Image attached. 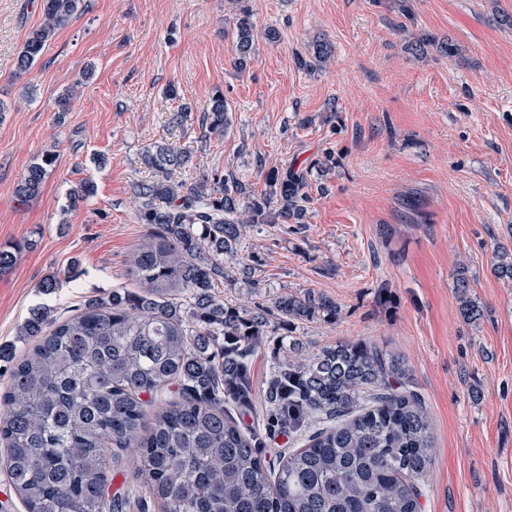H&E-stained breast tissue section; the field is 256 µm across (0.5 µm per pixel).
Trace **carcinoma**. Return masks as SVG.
<instances>
[{
	"label": "carcinoma",
	"instance_id": "obj_1",
	"mask_svg": "<svg viewBox=\"0 0 512 512\" xmlns=\"http://www.w3.org/2000/svg\"><path fill=\"white\" fill-rule=\"evenodd\" d=\"M83 0H43V23L18 57L30 70ZM233 18L239 65L255 47L246 0ZM224 96L202 110L201 126L222 133ZM56 162L44 152L16 186L39 195ZM190 151L156 142L143 164L160 177L133 186L137 218L159 233L143 240L128 266L140 291L84 302L67 319L42 313L22 334L32 339L10 372L0 412L10 487L25 512H123L110 491L107 462L133 444L144 497L161 512H420L418 480L434 464L431 426L409 384L404 358L367 341H346L304 358L286 356L264 391L266 429L304 438L278 469L258 451L228 407L252 406L248 356L275 324L336 315L312 294H282L248 306L216 297L230 278L248 224H302L309 201L303 176L275 167L257 197L233 172L194 182L172 174ZM95 192L87 178L71 204ZM224 345H216V337ZM176 386L181 401L156 403Z\"/></svg>",
	"mask_w": 512,
	"mask_h": 512
}]
</instances>
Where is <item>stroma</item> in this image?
<instances>
[{
    "instance_id": "1",
    "label": "stroma",
    "mask_w": 512,
    "mask_h": 512,
    "mask_svg": "<svg viewBox=\"0 0 512 512\" xmlns=\"http://www.w3.org/2000/svg\"><path fill=\"white\" fill-rule=\"evenodd\" d=\"M248 5L256 45L242 68L235 0H83L21 73L43 0H0V247L18 250L0 275V393L34 311L68 318L135 289L128 261L152 227L138 223L132 187L153 176L142 162L153 143L190 151L187 180L230 168L258 195L269 168L291 167L309 185L303 223L248 227L225 260L232 281L216 290L246 304L309 292L337 306L280 326L249 359L256 399L240 421L262 433V457L274 465L299 445L263 434L280 337L307 352L365 339L405 358L431 419L422 512H512V281L494 272L498 253L512 254V0ZM216 94L230 124L208 135L202 108ZM46 151L57 160L40 195L19 201L18 181ZM88 177L94 195L70 206ZM51 273L60 286L42 292ZM467 299L480 320L463 318Z\"/></svg>"
}]
</instances>
